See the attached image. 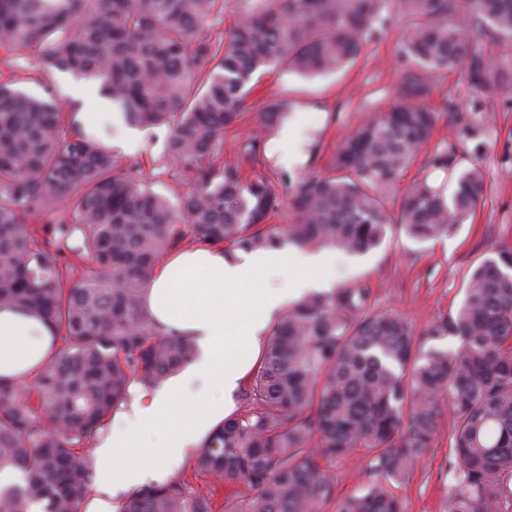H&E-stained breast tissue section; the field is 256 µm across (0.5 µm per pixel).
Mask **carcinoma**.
<instances>
[{"label": "carcinoma", "mask_w": 512, "mask_h": 512, "mask_svg": "<svg viewBox=\"0 0 512 512\" xmlns=\"http://www.w3.org/2000/svg\"><path fill=\"white\" fill-rule=\"evenodd\" d=\"M218 36L224 0H0V47L98 83L122 120L165 128L147 176L60 111L18 87L36 69L0 72V309L50 331L43 363L0 376V512H77L92 493L84 450L127 403L190 363L193 338L163 331L144 301L160 259L184 245L226 252L285 243L351 254L398 229L435 241L474 220L487 193V128L448 113L452 139L422 155L440 113L420 103L441 73L475 93L512 85V63L475 35L512 43V0H249ZM409 20L395 57L398 101L365 116L320 170L283 184L246 170L288 120L285 100L248 114L258 73L341 70L392 16ZM243 130L224 158V129ZM425 175L393 192L416 163ZM182 175L177 203L156 190ZM289 202L294 223H271ZM63 213L50 223L47 217ZM90 261L96 269H80ZM459 307L416 331L358 282L306 296L270 329L236 413L193 453L205 489L172 482L129 493L121 512H405L393 489L453 422L445 512H512V244L463 278ZM451 339L444 349L438 343ZM360 454L369 481L341 497L330 463Z\"/></svg>", "instance_id": "cac0c4a2"}]
</instances>
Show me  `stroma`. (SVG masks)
<instances>
[{"label": "stroma", "instance_id": "35a3bbf8", "mask_svg": "<svg viewBox=\"0 0 512 512\" xmlns=\"http://www.w3.org/2000/svg\"><path fill=\"white\" fill-rule=\"evenodd\" d=\"M402 35V23H395L378 41L368 43L353 65L336 73L306 78L281 66L267 69L250 92L248 104L256 112L271 102L290 103L292 113L287 123L302 133L303 160L287 162L288 146L277 135L268 141L266 160L256 165L255 174L276 182L286 175L295 177L321 169L364 114L386 110L401 85V75L392 61ZM39 77V83L29 84V91L37 94L42 85L52 86L63 111L100 112L92 100L93 82L50 69L41 71ZM505 96L499 89L476 95L462 74L451 72L438 76L426 100L428 106L440 111L449 104L464 112L479 106L492 115L494 148L483 160L489 190L474 224H463L447 237L426 244L392 233L379 248L365 254L336 251L335 262L327 271L329 277L340 285L368 283L378 307L402 311L418 328L458 307L467 268L498 242L512 241V111L500 105ZM165 136L162 128L142 131L135 137L123 129L112 145L121 156L139 160L149 173ZM450 433V428L441 430L431 452L397 488L406 512H444Z\"/></svg>", "mask_w": 512, "mask_h": 512}]
</instances>
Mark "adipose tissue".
Listing matches in <instances>:
<instances>
[{"instance_id": "1", "label": "adipose tissue", "mask_w": 512, "mask_h": 512, "mask_svg": "<svg viewBox=\"0 0 512 512\" xmlns=\"http://www.w3.org/2000/svg\"><path fill=\"white\" fill-rule=\"evenodd\" d=\"M331 253L281 248L186 250L164 261L147 290L157 325L195 336L201 354L158 393L136 392L124 429L97 452L101 486L129 490L159 479L236 409L274 318L288 300L322 288ZM48 332L40 321L0 310V376L38 364Z\"/></svg>"}]
</instances>
